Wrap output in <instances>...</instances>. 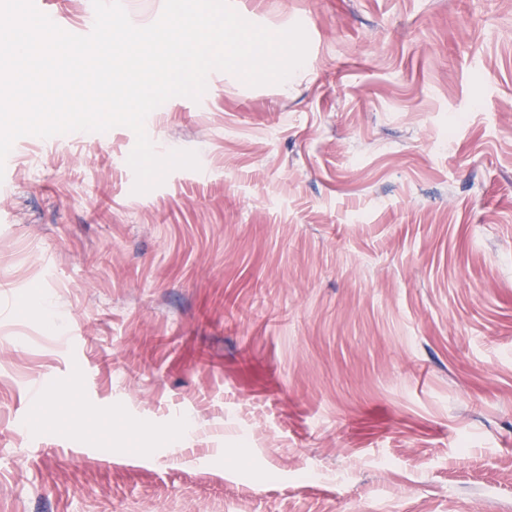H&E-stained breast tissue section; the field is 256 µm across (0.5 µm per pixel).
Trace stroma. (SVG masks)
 I'll use <instances>...</instances> for the list:
<instances>
[{"instance_id": "obj_1", "label": "stroma", "mask_w": 512, "mask_h": 512, "mask_svg": "<svg viewBox=\"0 0 512 512\" xmlns=\"http://www.w3.org/2000/svg\"><path fill=\"white\" fill-rule=\"evenodd\" d=\"M230 4L309 49L150 113L199 170L7 157L0 512H512V0Z\"/></svg>"}]
</instances>
